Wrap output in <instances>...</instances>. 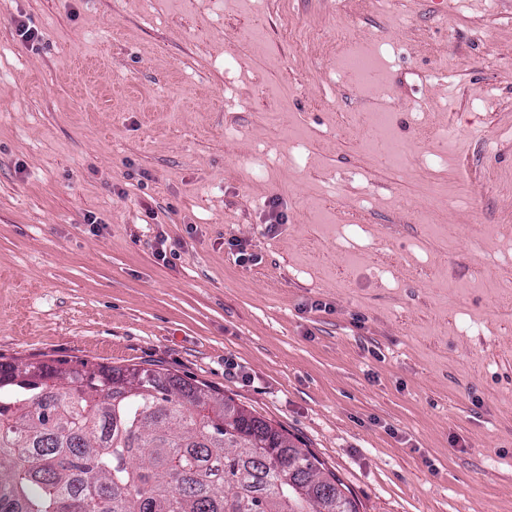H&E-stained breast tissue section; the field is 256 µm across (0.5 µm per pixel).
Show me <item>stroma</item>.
I'll list each match as a JSON object with an SVG mask.
<instances>
[{"label": "stroma", "mask_w": 512, "mask_h": 512, "mask_svg": "<svg viewBox=\"0 0 512 512\" xmlns=\"http://www.w3.org/2000/svg\"><path fill=\"white\" fill-rule=\"evenodd\" d=\"M511 278L512 0H0V358L190 377L361 512H512Z\"/></svg>", "instance_id": "1"}]
</instances>
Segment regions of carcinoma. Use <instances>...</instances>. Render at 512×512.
Returning <instances> with one entry per match:
<instances>
[{
    "label": "carcinoma",
    "mask_w": 512,
    "mask_h": 512,
    "mask_svg": "<svg viewBox=\"0 0 512 512\" xmlns=\"http://www.w3.org/2000/svg\"><path fill=\"white\" fill-rule=\"evenodd\" d=\"M322 466L283 427L163 368L0 363V512H360Z\"/></svg>",
    "instance_id": "carcinoma-1"
}]
</instances>
